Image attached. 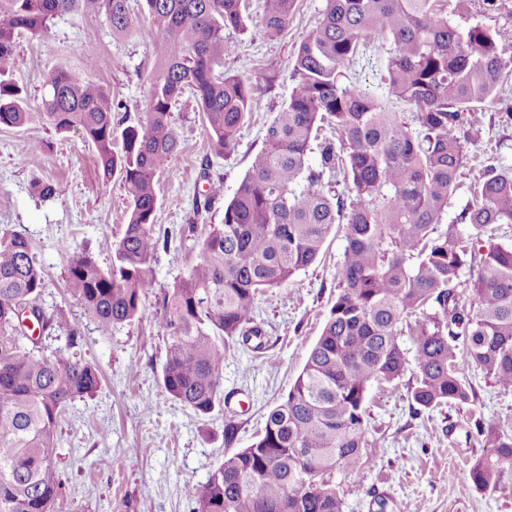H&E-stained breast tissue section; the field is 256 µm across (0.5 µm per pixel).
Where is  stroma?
Returning a JSON list of instances; mask_svg holds the SVG:
<instances>
[{"label":"stroma","instance_id":"35a3bbf8","mask_svg":"<svg viewBox=\"0 0 512 512\" xmlns=\"http://www.w3.org/2000/svg\"><path fill=\"white\" fill-rule=\"evenodd\" d=\"M324 8V0H297L287 33L273 39L250 31L232 33L238 51L226 58V70L244 75L260 64L277 75L241 128L233 153L211 158L205 121L191 97L173 107L181 148L157 184L159 226L169 231L172 244L156 255L154 286L139 315L109 335H102L67 294L64 276L69 261L85 251L101 266L111 264L128 206L121 180H103L94 149L77 132L60 134L37 120L22 128H0V230L23 232L31 241L51 282L43 302L61 309L66 319L65 327L43 337L42 345L49 351L62 347L68 328H78L84 338L80 358L102 373L100 391L70 404L57 427V463L71 512H192L195 488L225 456L255 441L320 335L338 292L346 246L341 227L333 229L317 261L292 283L258 297L255 314L265 332L263 349L226 347L221 387L230 408L198 416L161 387L167 341L157 298L200 259L197 242L182 238L180 229L194 224L203 230L224 221L223 201L194 214L193 192L206 190L213 179L222 183L225 199L234 196L263 146L266 126L288 98L295 51L316 28ZM448 17L463 28L512 30V0H496L491 7L485 0H466L464 6L449 8ZM156 44L157 35L146 23L131 36L117 38L93 14L65 15L53 20L41 39L19 37L15 77L35 105L45 74L67 66L110 90L122 104L113 121L126 126L144 110ZM505 88V97L472 113L476 137L435 227L442 233L456 225L467 249L472 246L470 228L459 217L475 183L491 167L512 171V72ZM37 179L63 184L65 190L40 198L32 190ZM415 374L411 365L399 381L370 388L367 427L375 445L366 451L369 462L331 477L343 495L344 512H512V478L486 492L469 477L471 465L485 453L474 421L479 416L495 420L511 432L512 390H502L467 365L463 374L478 397L475 405L416 414L407 396ZM229 422L234 425L230 435L224 432Z\"/></svg>","mask_w":512,"mask_h":512}]
</instances>
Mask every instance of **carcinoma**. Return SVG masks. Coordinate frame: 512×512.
Segmentation results:
<instances>
[{
    "instance_id": "cac0c4a2",
    "label": "carcinoma",
    "mask_w": 512,
    "mask_h": 512,
    "mask_svg": "<svg viewBox=\"0 0 512 512\" xmlns=\"http://www.w3.org/2000/svg\"><path fill=\"white\" fill-rule=\"evenodd\" d=\"M296 0H263L257 31L281 35ZM89 12L114 36L146 22L158 35L142 119L119 130L114 100L102 85L58 66L44 76L37 111L8 76L19 34L39 39L57 17ZM247 0H0V128L39 120L59 133L77 131L94 145L106 180L119 176L128 222L112 265L90 253L68 264L65 288L103 334L133 320L152 287V264L169 238L156 226V178L180 149L173 106L189 95L202 112L217 156L234 152L238 133L275 75L224 70L236 46L226 31L248 30ZM388 46L382 80L398 112L357 78L377 44ZM498 31L466 30L448 20L447 0H326L318 26L300 42L293 86L264 135V146L235 195L224 223L211 224L201 259L158 298L168 335L161 386L174 401L209 415L223 401L224 347L262 336L255 304L263 292L293 281L313 264L338 224L346 246L336 299L286 399L262 434L224 458L195 492L194 512H343L330 476L368 457V390L404 375L403 329L413 336L417 373L408 387L414 413L473 405L459 364H473L512 389V245L463 249L454 226L434 235L456 189L471 141L467 113L499 97L512 59ZM329 120L338 141L316 142ZM318 167L307 163L312 148ZM342 174L350 199L324 191ZM474 239L492 224H512V173L486 171L462 213ZM478 264L471 296L458 290L468 262ZM45 270L29 239L0 231V512H63L64 482L54 461L57 426L77 399L102 385L96 366L77 356L80 331L49 355L29 341L22 311L43 332L62 312L41 304ZM414 317V324L404 321ZM484 447L470 479L498 490L512 474V433L475 421Z\"/></svg>"
}]
</instances>
